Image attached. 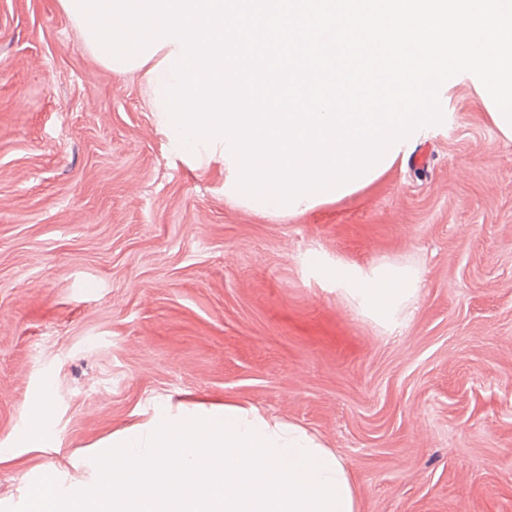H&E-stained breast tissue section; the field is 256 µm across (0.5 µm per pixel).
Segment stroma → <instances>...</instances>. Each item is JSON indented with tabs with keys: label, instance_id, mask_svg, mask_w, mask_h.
Here are the masks:
<instances>
[{
	"label": "stroma",
	"instance_id": "1",
	"mask_svg": "<svg viewBox=\"0 0 512 512\" xmlns=\"http://www.w3.org/2000/svg\"><path fill=\"white\" fill-rule=\"evenodd\" d=\"M59 0H0V445L52 385L56 439L0 462V502L156 401L232 400L346 460L358 512H512V143L469 78L365 189L292 218L175 154L142 75ZM419 268L386 328L304 262Z\"/></svg>",
	"mask_w": 512,
	"mask_h": 512
}]
</instances>
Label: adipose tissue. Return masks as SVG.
I'll return each mask as SVG.
<instances>
[{
  "mask_svg": "<svg viewBox=\"0 0 512 512\" xmlns=\"http://www.w3.org/2000/svg\"><path fill=\"white\" fill-rule=\"evenodd\" d=\"M307 264L315 269L326 268L329 279L348 297L356 308L385 327L398 325L410 304L420 293L417 269L393 263H382L365 270L344 261L324 266L319 254H310ZM53 406L43 400L33 417L17 429L10 445L0 448V461L11 459L24 448H46L54 439Z\"/></svg>",
  "mask_w": 512,
  "mask_h": 512,
  "instance_id": "obj_1",
  "label": "adipose tissue"
}]
</instances>
